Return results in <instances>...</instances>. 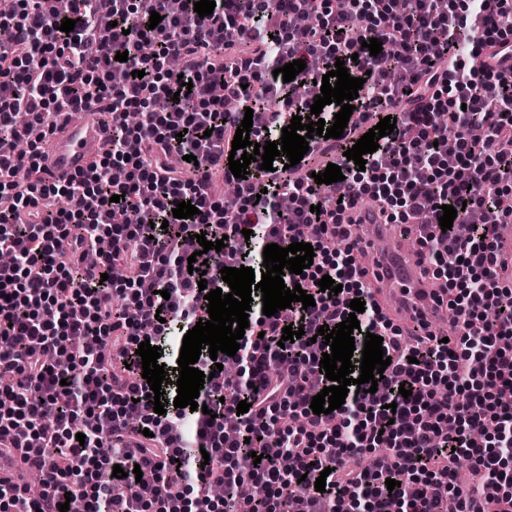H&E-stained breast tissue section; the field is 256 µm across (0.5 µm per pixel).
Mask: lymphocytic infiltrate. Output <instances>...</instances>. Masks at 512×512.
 Returning <instances> with one entry per match:
<instances>
[{
    "label": "lymphocytic infiltrate",
    "mask_w": 512,
    "mask_h": 512,
    "mask_svg": "<svg viewBox=\"0 0 512 512\" xmlns=\"http://www.w3.org/2000/svg\"><path fill=\"white\" fill-rule=\"evenodd\" d=\"M195 0H10L0 8V433L28 448L42 493L0 479V512H512V280L497 268L498 225L512 222V80L474 71L468 56L512 50V0H215L199 16ZM159 13L150 26L151 13ZM74 20L73 31L60 29ZM382 43L378 55L363 41ZM127 53V61L116 58ZM304 60L294 81L277 68ZM344 61L364 80L354 101L360 123L343 138L320 136L297 165L276 157L251 163L235 197L213 190L228 170L235 132L252 114L250 139L280 141L292 117H306L319 79ZM143 78H136V71ZM193 84L182 88L183 81ZM104 114L107 137L87 172L46 176L39 144L60 117ZM139 114L138 124L126 121ZM393 117L396 128L367 154L345 152ZM337 162L343 181L322 197L315 174ZM379 204L385 223L420 226L424 275L440 280L438 302L454 311L447 342L402 344L355 265L358 240L344 215L359 201ZM191 201L197 215L175 218ZM319 212H312V205ZM457 208L454 228L439 225ZM479 213L467 235L456 227ZM226 239L205 272L188 269L198 235ZM311 244L302 274L284 273L313 307L267 317L253 292L249 326L235 355L238 374H211L199 408H178L177 360L184 335L207 318L206 289L221 268L262 275L263 249ZM341 284L337 296L318 286ZM124 307H116L115 298ZM365 310L354 331L352 364L366 334L381 336L391 363L375 393L349 391L340 409L314 414L328 380L319 362L329 347L320 326L336 325L352 299ZM303 328L281 343L284 326ZM160 347L167 370L165 414L154 411L136 350ZM409 396L399 394V387ZM250 409L241 414L239 401ZM84 441H77V434ZM261 462H254V455ZM480 477L462 493L459 460ZM121 465L124 478L113 477ZM152 473L137 481L136 471ZM325 477L324 491L315 481ZM397 488H387V480Z\"/></svg>",
    "instance_id": "obj_1"
}]
</instances>
